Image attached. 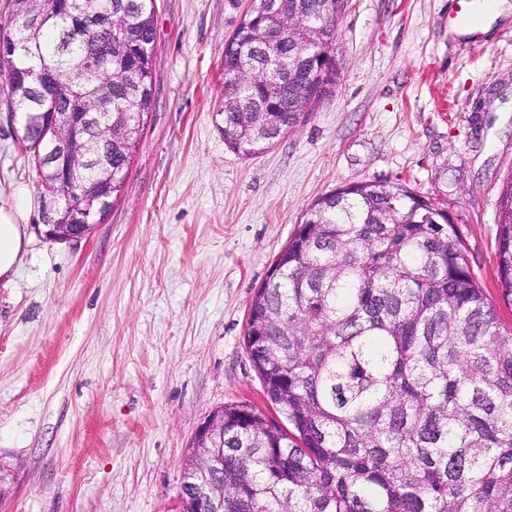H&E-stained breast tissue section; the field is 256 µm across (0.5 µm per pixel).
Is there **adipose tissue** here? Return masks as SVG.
<instances>
[{
	"label": "adipose tissue",
	"mask_w": 512,
	"mask_h": 512,
	"mask_svg": "<svg viewBox=\"0 0 512 512\" xmlns=\"http://www.w3.org/2000/svg\"><path fill=\"white\" fill-rule=\"evenodd\" d=\"M29 193L0 189V280L12 281L22 255L32 241L28 224Z\"/></svg>",
	"instance_id": "1"
}]
</instances>
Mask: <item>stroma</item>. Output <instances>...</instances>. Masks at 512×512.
I'll return each instance as SVG.
<instances>
[{
  "mask_svg": "<svg viewBox=\"0 0 512 512\" xmlns=\"http://www.w3.org/2000/svg\"><path fill=\"white\" fill-rule=\"evenodd\" d=\"M349 0L341 78L264 153L220 132L224 44L249 0H156L152 105L121 196L80 243L33 241L0 284V512H181L182 461L224 405L269 410L251 300L306 208L388 180L457 224L497 299L512 177V16L456 35L457 2ZM0 102V187L39 197ZM500 211L496 230L497 278L503 301L512 304V177L500 193Z\"/></svg>",
  "mask_w": 512,
  "mask_h": 512,
  "instance_id": "stroma-1",
  "label": "stroma"
}]
</instances>
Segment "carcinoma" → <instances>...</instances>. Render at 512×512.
<instances>
[{
	"label": "carcinoma",
	"instance_id": "carcinoma-1",
	"mask_svg": "<svg viewBox=\"0 0 512 512\" xmlns=\"http://www.w3.org/2000/svg\"><path fill=\"white\" fill-rule=\"evenodd\" d=\"M253 0L224 44V145L251 156L340 76L348 0ZM112 8L110 34L80 28ZM155 0H13L0 44L4 104L32 160L43 112L112 113L120 197L152 102ZM56 74L52 88L38 73ZM497 278L512 304V177L500 193ZM255 293L246 346L289 429L224 406V512H512V325L478 283L459 228L399 183L339 188L307 208Z\"/></svg>",
	"mask_w": 512,
	"mask_h": 512
}]
</instances>
